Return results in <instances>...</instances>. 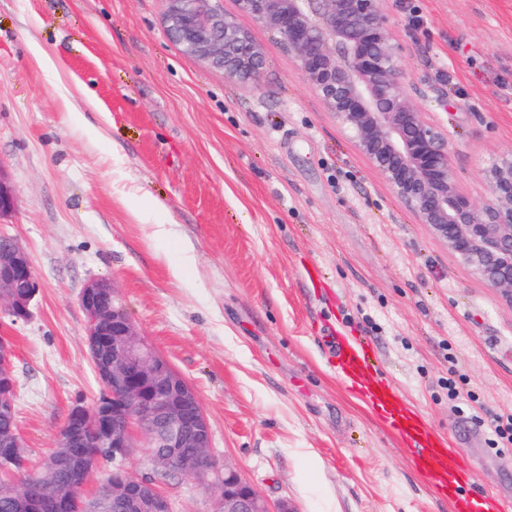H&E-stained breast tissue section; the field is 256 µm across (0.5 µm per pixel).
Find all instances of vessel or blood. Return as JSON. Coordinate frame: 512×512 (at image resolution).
Instances as JSON below:
<instances>
[{
  "mask_svg": "<svg viewBox=\"0 0 512 512\" xmlns=\"http://www.w3.org/2000/svg\"><path fill=\"white\" fill-rule=\"evenodd\" d=\"M331 359L349 378L355 380L361 393L376 407L386 422L395 429L418 461L425 466L434 484L444 493H454L465 481L466 473L455 453L445 448L431 430L402 406L393 387L383 379L371 377L364 365L360 349L346 339L328 335Z\"/></svg>",
  "mask_w": 512,
  "mask_h": 512,
  "instance_id": "vessel-or-blood-1",
  "label": "vessel or blood"
}]
</instances>
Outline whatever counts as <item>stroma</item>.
<instances>
[{
	"label": "stroma",
	"instance_id": "1",
	"mask_svg": "<svg viewBox=\"0 0 512 512\" xmlns=\"http://www.w3.org/2000/svg\"><path fill=\"white\" fill-rule=\"evenodd\" d=\"M264 51L259 85L184 55L163 0H0V235L39 281L10 337L17 427L33 461L100 383L80 295L110 280L139 333L198 393L212 452L270 508L455 512L401 438L343 382L322 338L367 342L403 403L469 469L458 498L512 501V307L391 192L279 39L234 0ZM416 103L447 130L476 203L512 153V0H387ZM41 46L58 76L33 57ZM92 95L111 122L85 107ZM160 206L144 211L146 200ZM182 269L173 278L170 269ZM465 375L462 395L448 381ZM176 512L216 491L177 476Z\"/></svg>",
	"mask_w": 512,
	"mask_h": 512
}]
</instances>
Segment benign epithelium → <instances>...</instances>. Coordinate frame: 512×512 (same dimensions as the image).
Segmentation results:
<instances>
[{
  "label": "benign epithelium",
  "mask_w": 512,
  "mask_h": 512,
  "mask_svg": "<svg viewBox=\"0 0 512 512\" xmlns=\"http://www.w3.org/2000/svg\"><path fill=\"white\" fill-rule=\"evenodd\" d=\"M169 38L192 58L224 69L242 83L257 85L263 50L237 18L208 0H164ZM237 12L279 37L326 110L389 187L448 251L467 265L502 301L512 306V154L482 171L489 198L476 204L457 179L448 133L430 123L408 92L404 47L394 37L385 0H235ZM15 208L10 186L0 177V218ZM39 284L26 250L0 236V306L26 319ZM88 319L86 346L98 377L112 390V402L89 412L72 403L55 435L71 448L88 437L112 448L116 468L138 447V436L157 439L179 460L181 448L211 447L212 428L191 384L140 337L111 281H90L80 295ZM14 350L0 337V409L15 393ZM52 464L70 472L76 484L100 467L99 457ZM217 489L213 512H270L267 502L237 470L199 466L191 474ZM112 499L128 512H172L160 482L133 476L112 486ZM18 512L56 504L81 509L70 493L41 487L19 491Z\"/></svg>",
  "instance_id": "7a95c632"
}]
</instances>
